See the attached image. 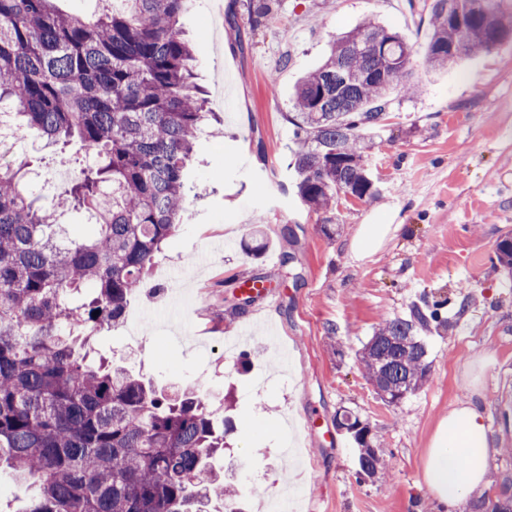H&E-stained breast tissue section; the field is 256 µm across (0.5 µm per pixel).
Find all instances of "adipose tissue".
Instances as JSON below:
<instances>
[{"label":"adipose tissue","instance_id":"1","mask_svg":"<svg viewBox=\"0 0 512 512\" xmlns=\"http://www.w3.org/2000/svg\"><path fill=\"white\" fill-rule=\"evenodd\" d=\"M493 453L482 403L475 400L449 409L432 438L425 467L437 512H462L470 498L483 495Z\"/></svg>","mask_w":512,"mask_h":512}]
</instances>
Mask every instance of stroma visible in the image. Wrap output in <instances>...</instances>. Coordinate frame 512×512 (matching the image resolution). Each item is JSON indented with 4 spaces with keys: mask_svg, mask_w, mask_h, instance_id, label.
I'll return each mask as SVG.
<instances>
[{
    "mask_svg": "<svg viewBox=\"0 0 512 512\" xmlns=\"http://www.w3.org/2000/svg\"><path fill=\"white\" fill-rule=\"evenodd\" d=\"M250 0H193L180 25L194 49L196 81L215 112L192 159L195 195L176 236L127 305L123 324L95 335L99 354L125 362L166 389L198 388L235 430L224 468L241 497L258 489L294 494L298 512H433L424 470L449 408L481 400L497 443L487 497L512 483V278L491 262L512 233V40L439 76L416 63L415 93L391 95L388 127L368 168L376 201L340 196L337 231L295 195L284 162L285 119L296 83L327 57L332 39L373 18L423 50L425 25L407 0H276L253 23ZM234 4L240 28L219 15ZM28 160L41 200L63 192L85 163L27 136L0 151ZM259 225L266 245L242 242ZM398 224L374 256L348 248L359 225ZM295 261L287 277L283 254ZM261 279L281 294L236 306L238 285ZM444 301V329L422 330L431 363L425 387L382 402L357 352L382 322L409 317L422 298ZM466 313H459L461 301ZM235 340L236 350L225 341ZM349 410L369 424L383 474L356 478L350 438L301 429L305 415L334 427Z\"/></svg>",
    "mask_w": 512,
    "mask_h": 512,
    "instance_id": "obj_1",
    "label": "stroma"
}]
</instances>
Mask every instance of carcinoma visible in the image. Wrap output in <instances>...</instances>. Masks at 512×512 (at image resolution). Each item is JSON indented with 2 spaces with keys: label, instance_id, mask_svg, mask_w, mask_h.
<instances>
[{
  "label": "carcinoma",
  "instance_id": "obj_1",
  "mask_svg": "<svg viewBox=\"0 0 512 512\" xmlns=\"http://www.w3.org/2000/svg\"><path fill=\"white\" fill-rule=\"evenodd\" d=\"M100 15L61 12L56 0H0V110L16 130L93 162L54 209L27 190L23 165L0 162V467L34 489L18 512H245L212 461L227 423L190 389L169 395L92 356L90 339L124 321L130 296L179 227L189 164L206 100L193 50L178 28L189 0H119ZM503 0H430L425 54L441 71L508 38L496 26ZM463 45L464 55L448 57ZM412 78V47L368 18L338 37L296 87L287 120L295 147L286 168L295 193L329 212L339 194L374 200L366 152L385 128L393 86ZM94 218L91 239L61 242L66 212ZM512 275V236L496 243ZM429 315L385 321L358 352L381 400L398 404L428 382L416 326ZM98 315H93L94 311ZM362 480L384 470L368 424L336 414ZM512 512V496L480 505Z\"/></svg>",
  "mask_w": 512,
  "mask_h": 512
}]
</instances>
